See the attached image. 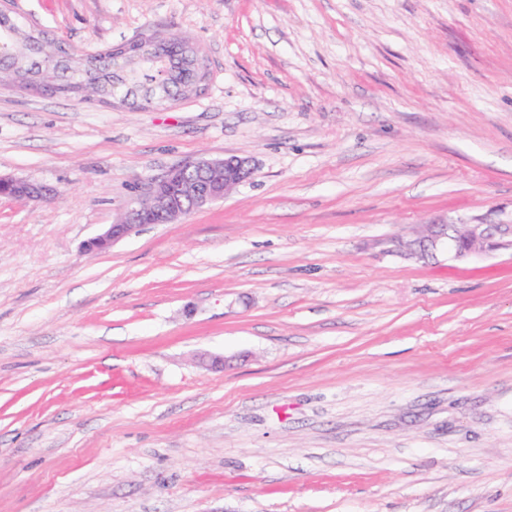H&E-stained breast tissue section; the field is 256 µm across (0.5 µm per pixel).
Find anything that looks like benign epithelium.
I'll return each mask as SVG.
<instances>
[{
    "mask_svg": "<svg viewBox=\"0 0 512 512\" xmlns=\"http://www.w3.org/2000/svg\"><path fill=\"white\" fill-rule=\"evenodd\" d=\"M254 173L251 159L231 156L224 159L200 158L170 168L162 177L149 181L131 198L115 221L106 225L84 245L89 252H103L149 224H172L190 210H198L224 199ZM52 193L38 182L0 177V196L37 201ZM454 225L442 221L430 230L417 233L404 242L405 253L421 259L435 253L452 239ZM455 241L454 258L461 259L512 245V224H466Z\"/></svg>",
    "mask_w": 512,
    "mask_h": 512,
    "instance_id": "benign-epithelium-1",
    "label": "benign epithelium"
}]
</instances>
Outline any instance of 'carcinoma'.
I'll list each match as a JSON object with an SVG mask.
<instances>
[{
	"label": "carcinoma",
	"instance_id": "carcinoma-1",
	"mask_svg": "<svg viewBox=\"0 0 512 512\" xmlns=\"http://www.w3.org/2000/svg\"><path fill=\"white\" fill-rule=\"evenodd\" d=\"M190 38H160L161 47L122 51L121 46L74 55L43 30H25L6 10L0 12V81L25 89L51 86L83 100L137 108H161L205 85V64Z\"/></svg>",
	"mask_w": 512,
	"mask_h": 512
}]
</instances>
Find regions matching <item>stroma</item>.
Listing matches in <instances>:
<instances>
[{"mask_svg":"<svg viewBox=\"0 0 512 512\" xmlns=\"http://www.w3.org/2000/svg\"><path fill=\"white\" fill-rule=\"evenodd\" d=\"M70 52L193 38L162 109L0 84V512H512V0H11ZM251 180L109 250L200 157ZM233 359L206 369L198 354ZM52 192L51 188L38 182L26 179L2 178L0 176V196L37 201L47 197ZM462 225L464 231L456 238H451L449 230ZM455 241L453 257L461 259L472 255L482 254L495 249L511 246L512 224L499 222L494 224H448V221L430 224L426 234L416 232L415 236L404 242L403 247L408 256L421 259L433 255L438 247L448 240ZM510 238V240H509Z\"/></svg>","mask_w":512,"mask_h":512,"instance_id":"obj_1","label":"stroma"}]
</instances>
